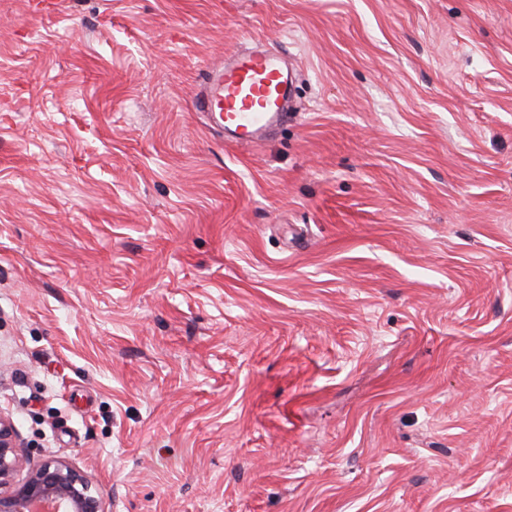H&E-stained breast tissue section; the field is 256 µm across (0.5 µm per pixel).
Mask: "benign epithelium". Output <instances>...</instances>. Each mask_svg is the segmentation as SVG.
I'll return each instance as SVG.
<instances>
[{
  "mask_svg": "<svg viewBox=\"0 0 512 512\" xmlns=\"http://www.w3.org/2000/svg\"><path fill=\"white\" fill-rule=\"evenodd\" d=\"M28 468L27 476L15 479ZM0 512H104L92 481L61 459L29 465L18 452L15 428L0 415Z\"/></svg>",
  "mask_w": 512,
  "mask_h": 512,
  "instance_id": "7a95c632",
  "label": "benign epithelium"
}]
</instances>
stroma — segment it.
<instances>
[{"instance_id":"stroma-1","label":"stroma","mask_w":512,"mask_h":512,"mask_svg":"<svg viewBox=\"0 0 512 512\" xmlns=\"http://www.w3.org/2000/svg\"><path fill=\"white\" fill-rule=\"evenodd\" d=\"M0 0V413L106 512H512V0ZM283 50L243 149L192 98Z\"/></svg>"}]
</instances>
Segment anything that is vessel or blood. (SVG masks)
<instances>
[{
  "label": "vessel or blood",
  "mask_w": 512,
  "mask_h": 512,
  "mask_svg": "<svg viewBox=\"0 0 512 512\" xmlns=\"http://www.w3.org/2000/svg\"><path fill=\"white\" fill-rule=\"evenodd\" d=\"M293 82L276 54L257 50L229 56L202 78L195 100L213 127L225 132L237 146L248 147L283 122Z\"/></svg>",
  "instance_id": "b4317fda"
}]
</instances>
